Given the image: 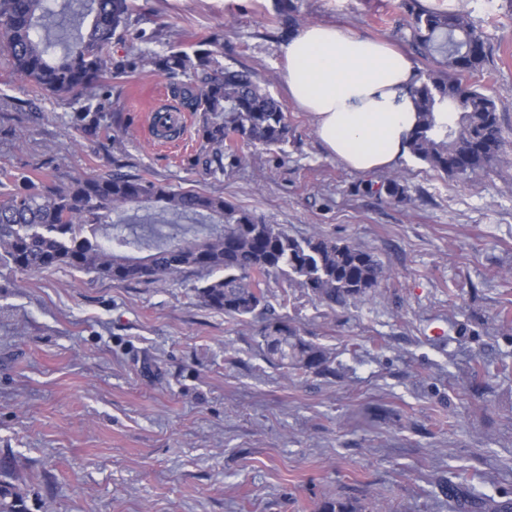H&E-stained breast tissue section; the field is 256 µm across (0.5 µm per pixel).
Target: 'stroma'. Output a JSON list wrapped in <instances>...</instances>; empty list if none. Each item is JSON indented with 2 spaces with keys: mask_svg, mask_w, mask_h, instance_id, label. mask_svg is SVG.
I'll return each instance as SVG.
<instances>
[{
  "mask_svg": "<svg viewBox=\"0 0 512 512\" xmlns=\"http://www.w3.org/2000/svg\"><path fill=\"white\" fill-rule=\"evenodd\" d=\"M304 23L389 42L415 70L403 0H292ZM276 0H134L138 50L194 51L218 39L224 65L253 70L287 112L283 151L243 145L240 166L195 164L199 116L179 148L145 130L175 107L147 69L112 82L98 132L72 102L39 95L0 54V169L23 180L118 173L221 195L296 239L358 245L389 270L375 294L329 307L269 281L267 310L239 321L205 306L200 272L163 285L118 283L58 266L0 264V461L30 489L29 512H449L438 476L488 473L512 500V164L470 179L405 157L393 171L348 170L288 95ZM463 9L490 46L472 78L512 137V0H435ZM397 175L404 202L366 194ZM285 317L331 356L327 375H288L257 348Z\"/></svg>",
  "mask_w": 512,
  "mask_h": 512,
  "instance_id": "stroma-1",
  "label": "stroma"
}]
</instances>
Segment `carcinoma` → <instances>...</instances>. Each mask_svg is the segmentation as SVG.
Masks as SVG:
<instances>
[{"label":"carcinoma","mask_w":512,"mask_h":512,"mask_svg":"<svg viewBox=\"0 0 512 512\" xmlns=\"http://www.w3.org/2000/svg\"><path fill=\"white\" fill-rule=\"evenodd\" d=\"M80 8L76 34L63 36L53 0H0V51L34 91L83 99L76 113L84 129L97 128L90 101L111 91L112 77L149 66L169 81L182 108L201 113L203 139L224 148L232 165L241 163L239 142L279 151L288 143L281 101L250 69L222 65L216 41L198 42L191 54L144 51L114 64L112 39L128 34L132 0H86ZM409 42L422 56L442 57L440 68L423 71L412 90L419 123L409 153L435 171L466 179L507 162L498 104L467 82L490 63L482 31L461 10L419 9ZM367 190L405 200L396 176ZM147 203L160 205L162 223L133 221L129 208ZM0 262L25 272L65 265L118 283L156 284L205 271L210 279L196 288L200 300L240 320L267 306L272 276L299 283L329 306L367 297L388 277L357 245L321 234L298 240L222 196L174 190L140 176L24 180L0 200ZM258 348L295 373L331 372L329 352L282 318L266 323ZM476 481V471L452 472L447 488L456 499L471 498ZM29 494L12 469L0 466V512H28ZM477 505V512H512L510 500L482 498Z\"/></svg>","instance_id":"cac0c4a2"}]
</instances>
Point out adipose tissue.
<instances>
[{"label":"adipose tissue","mask_w":512,"mask_h":512,"mask_svg":"<svg viewBox=\"0 0 512 512\" xmlns=\"http://www.w3.org/2000/svg\"><path fill=\"white\" fill-rule=\"evenodd\" d=\"M284 78L327 152L361 173L392 168L418 123L411 62L385 43L309 24L283 46Z\"/></svg>","instance_id":"1"}]
</instances>
